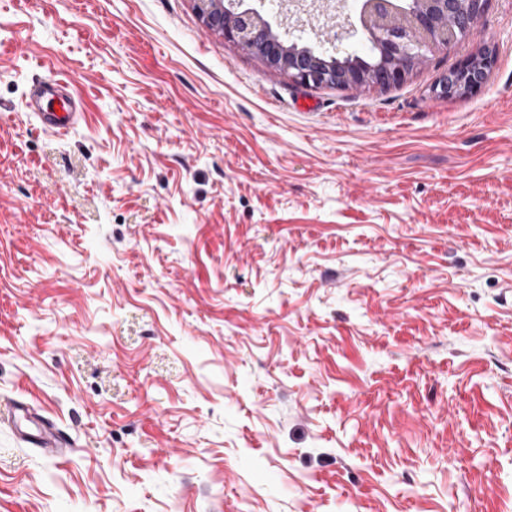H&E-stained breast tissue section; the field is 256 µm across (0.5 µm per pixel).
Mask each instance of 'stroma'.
Listing matches in <instances>:
<instances>
[{
  "mask_svg": "<svg viewBox=\"0 0 512 512\" xmlns=\"http://www.w3.org/2000/svg\"><path fill=\"white\" fill-rule=\"evenodd\" d=\"M486 48L308 87L192 0H0V512H512V0ZM480 65H476L475 55H465L448 70L444 89L449 97L477 93L485 83L489 71L496 63V54L490 49L480 52ZM62 79L48 78L33 82L27 107L45 129L67 133L76 123L72 97L64 92Z\"/></svg>",
  "mask_w": 512,
  "mask_h": 512,
  "instance_id": "35a3bbf8",
  "label": "stroma"
}]
</instances>
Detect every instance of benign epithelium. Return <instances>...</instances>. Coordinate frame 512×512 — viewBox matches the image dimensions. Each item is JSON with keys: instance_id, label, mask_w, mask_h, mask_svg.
<instances>
[{"instance_id": "7a95c632", "label": "benign epithelium", "mask_w": 512, "mask_h": 512, "mask_svg": "<svg viewBox=\"0 0 512 512\" xmlns=\"http://www.w3.org/2000/svg\"><path fill=\"white\" fill-rule=\"evenodd\" d=\"M206 29L237 43L260 57L270 68L295 81L314 86L361 88L402 83L427 54H456L483 25L490 0H362L357 24L330 17L326 42L338 46L360 33L376 51L367 62L347 55L326 56L275 33L264 13L235 10L224 0H194ZM496 63L490 49L481 63L465 55L448 70L444 89L448 96L478 92Z\"/></svg>"}]
</instances>
